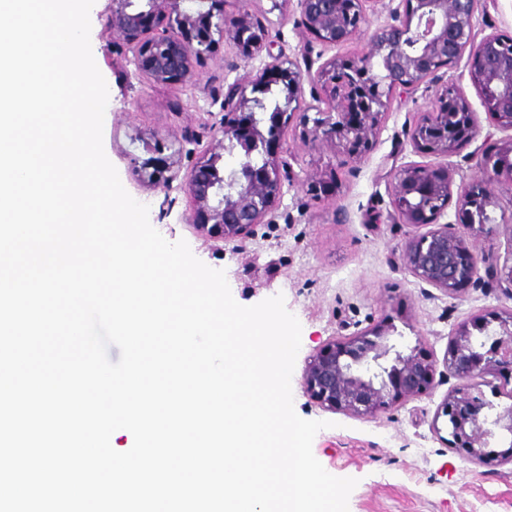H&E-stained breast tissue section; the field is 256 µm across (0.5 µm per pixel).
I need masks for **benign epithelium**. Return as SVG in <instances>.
<instances>
[{"mask_svg": "<svg viewBox=\"0 0 512 512\" xmlns=\"http://www.w3.org/2000/svg\"><path fill=\"white\" fill-rule=\"evenodd\" d=\"M106 35L132 53L135 75L150 85L180 84L202 88L201 65L216 48L227 44L245 63L259 61L247 74L224 84V92L209 94L211 106L224 112L223 125L212 134L208 157L185 174L164 177L139 166L150 186L168 187L178 177L188 199L189 222L207 239L232 241L252 233L258 224L274 222L283 196L282 172L288 154L276 152L283 129L302 118V142L312 148L343 153L359 161L373 148L391 99L413 94L433 82L448 64L467 58L468 76L499 130L512 131V38L495 33L477 41L473 19L478 0H403L404 10L390 11V20L367 35L358 57L322 60L314 45L341 44L362 34L361 24L376 0H272L280 23L291 8L297 25L308 36L301 56L281 51L261 59L272 43V32L249 10L228 14L224 0H110ZM313 85L312 100L304 102V81ZM334 102L335 117L315 119L322 98ZM477 128L470 102L462 92L440 96L433 111L409 128L414 148L446 157L471 142ZM235 151L238 165L219 166ZM467 160L487 174L469 185L456 182V169L410 162L393 173L390 204L397 223L433 225L409 237L400 251L403 267L419 282L444 296L461 300L481 283L480 273L512 296V264L479 252L465 230H492L488 208L497 207L492 185L512 184V134L497 147ZM313 201L335 200L336 179L323 171L306 179ZM457 222L437 223L449 206ZM391 321L349 336L330 339L311 356L302 374L304 393L323 410L373 418L407 401L432 393L436 360L418 345L404 353L389 344ZM443 364L458 380L440 404L446 417L447 443L483 465L512 462V439L501 450L491 440L512 436V404L488 416L482 393L473 380L492 375L502 386L512 383V307L475 314L451 336Z\"/></svg>", "mask_w": 512, "mask_h": 512, "instance_id": "benign-epithelium-1", "label": "benign epithelium"}]
</instances>
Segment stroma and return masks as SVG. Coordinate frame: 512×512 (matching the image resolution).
Returning <instances> with one entry per match:
<instances>
[{
  "mask_svg": "<svg viewBox=\"0 0 512 512\" xmlns=\"http://www.w3.org/2000/svg\"><path fill=\"white\" fill-rule=\"evenodd\" d=\"M109 0H95L90 12L91 47L109 89L103 146L125 190L148 203L151 225L168 242L186 241L207 266L224 270L231 294L243 306L283 296L300 322L301 347L292 385L296 413L327 421L312 444L313 454L332 475L357 478L349 512H512V463L495 467L472 463L434 432L438 405L456 384L438 377L432 396L407 402L369 419L323 410L304 394L300 379L310 356L329 339L394 319L391 338L399 350L422 344L443 359L457 324L476 313L511 307L498 288L481 285L456 301L418 282L400 265L397 254L414 235L413 227L391 216L390 176L409 163H445L457 168V181L481 180L483 172L465 154L490 150L504 131L490 126L486 110L469 81L464 63L449 65L439 81L424 84L408 98H394L373 150L359 163L305 145L294 132L283 143L291 179L272 224L255 226L246 238L215 243L184 221L185 194L141 184L131 158L166 164L171 154L192 161L207 149L209 133L224 121L219 110L202 111L203 95L179 85L141 82L127 62L126 47L109 43L103 29ZM476 37L512 36V0H479ZM469 99L478 134L462 150L440 158L418 152L406 136L421 113L431 111L444 88ZM334 172L337 203L309 204L305 178L313 170ZM498 207L491 233L476 237L479 251L506 257L512 251V184H495ZM345 207L349 218L337 214Z\"/></svg>",
  "mask_w": 512,
  "mask_h": 512,
  "instance_id": "1",
  "label": "stroma"
}]
</instances>
